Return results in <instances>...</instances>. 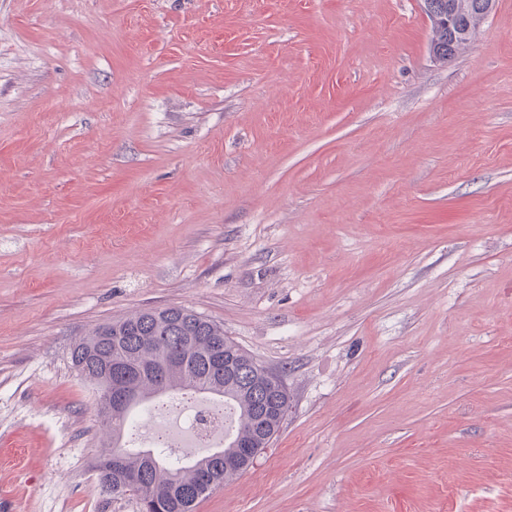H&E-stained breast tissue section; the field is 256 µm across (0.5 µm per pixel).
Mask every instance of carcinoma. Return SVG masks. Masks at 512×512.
Instances as JSON below:
<instances>
[{"label":"carcinoma","instance_id":"cac0c4a2","mask_svg":"<svg viewBox=\"0 0 512 512\" xmlns=\"http://www.w3.org/2000/svg\"><path fill=\"white\" fill-rule=\"evenodd\" d=\"M482 20L464 13L450 29L433 28L432 46L445 56L465 49ZM218 340L224 361L231 364L221 378L208 368ZM172 356L178 364H169ZM71 361L80 376L97 384L101 395L110 390L133 396L130 404L114 403L103 412L112 442L96 466L97 487L113 496L131 494L151 505L152 512H194L208 496L206 485L213 482L218 488L247 471L253 453H263L261 444H271L284 422L279 408L288 403V393L270 385L269 367L224 335L223 327L185 308L144 310L104 323L74 346ZM179 391L219 397L236 409L237 426L224 448L178 464L156 450L126 447L123 436L135 411ZM130 475L137 482L128 493Z\"/></svg>","mask_w":512,"mask_h":512}]
</instances>
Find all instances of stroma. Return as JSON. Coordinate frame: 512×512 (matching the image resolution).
I'll list each match as a JSON object with an SVG mask.
<instances>
[{
	"mask_svg": "<svg viewBox=\"0 0 512 512\" xmlns=\"http://www.w3.org/2000/svg\"><path fill=\"white\" fill-rule=\"evenodd\" d=\"M0 0V512L100 494L74 344L213 320L288 388L195 512H512V0ZM493 2V0H486L484 2H476L474 5L480 10V14L484 16L490 12ZM483 16L460 14L452 29L432 26V48L438 47L443 50V55L447 59L448 45L450 46L449 55H454L458 51L465 49L474 38L481 21L484 19ZM467 27H469L468 30L464 32Z\"/></svg>",
	"mask_w": 512,
	"mask_h": 512,
	"instance_id": "35a3bbf8",
	"label": "stroma"
}]
</instances>
